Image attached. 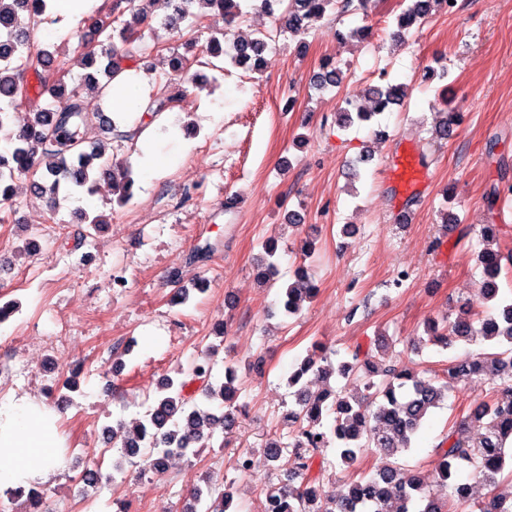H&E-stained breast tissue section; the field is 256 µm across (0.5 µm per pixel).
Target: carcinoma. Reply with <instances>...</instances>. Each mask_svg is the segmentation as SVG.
I'll use <instances>...</instances> for the list:
<instances>
[{"mask_svg":"<svg viewBox=\"0 0 512 512\" xmlns=\"http://www.w3.org/2000/svg\"><path fill=\"white\" fill-rule=\"evenodd\" d=\"M284 1L285 29L295 35L305 32L306 21L321 18L328 10L345 14L364 6L355 0H261V7L271 11ZM126 2L133 22L123 25L120 36L128 42L148 15L134 6L135 0ZM155 2L164 5L168 10L167 24L176 28L187 18L211 10L223 15L225 24L230 26L243 16L241 5L250 0ZM411 2L397 16L394 37L400 41L427 17L431 3L439 4L442 0ZM45 8V0H0V132L7 131L11 142L10 149L0 153V181H12L16 175L26 174L31 178L35 196L52 198L62 189L92 194L100 180L108 179L118 194L117 202L125 205L134 197L131 171L114 162L104 145L88 136L94 126L105 132L114 130L123 113L109 116L87 111L79 89L68 88L63 67L55 63L52 53L34 46L31 35L35 24L44 21ZM226 36L224 32L211 38L207 52L214 57L223 54L233 65L252 60L254 66H260L261 55L268 46L264 38L233 42L225 49ZM78 48L81 64L94 69L87 74L90 87L99 90L108 86L122 70L121 62L112 58V49L98 50L83 43ZM170 64L173 82L147 107L153 118L187 97V89L182 85V76L188 71L186 61L175 56ZM28 71L37 80L32 88L22 80V74ZM341 82L340 69L330 70L322 65L317 86L337 87ZM45 92L57 101L55 109L41 105ZM366 94L399 105L406 98L407 89L400 83H389L383 88L370 87ZM21 105L27 110L28 120L16 133L11 130V114ZM374 117L373 112L344 108L337 113L336 124L346 128L356 120L366 123ZM481 236L479 261L484 279L480 293L499 313H463L442 326L433 321L426 328L430 340L445 348L478 342L488 347L486 351L448 361V378L484 375L496 384L495 397L480 403L436 446L439 486H452L456 502L450 505L436 498L423 488L421 481L391 461L411 450L430 411L447 398L448 384L437 386L432 380L398 369L392 362L376 361L360 345L344 355L334 352V360L315 346L288 377V387L297 388L298 409L286 415L295 443L286 460L288 483L270 488L286 501L284 505L277 504L279 508L285 507L283 512H512V487L502 489V477H512V294L502 293L496 282L501 270V250L493 248L497 225H485ZM264 249L267 258L263 278L270 280L278 273L277 248L268 242ZM316 292V285L305 274H297L296 280L283 291L285 314H296ZM310 374L322 382L335 376L343 381V388L327 387L313 392L305 381ZM189 376L206 381L201 389L203 400L219 399L224 403V420L232 421L238 416L235 366L225 367L224 381L217 387L209 384L212 367L207 362L194 364ZM188 385L187 380L167 382L154 405L132 424L121 422L112 429L113 447L121 458L129 459L142 451L149 468L158 473L162 460L174 455H194L196 443L212 438L216 417L200 409L194 396L186 392ZM473 420L484 422V432L477 437L468 431V422ZM321 448L336 449V465L346 467L355 463L364 449L371 448L379 464L370 477L353 481L347 492L329 497L323 489L322 473L313 469ZM469 467L488 490L487 498L480 503L469 495L458 494L459 475ZM195 498L202 512H231L233 508V495L228 491L215 497L212 491L199 489Z\"/></svg>","mask_w":512,"mask_h":512,"instance_id":"obj_1","label":"carcinoma"}]
</instances>
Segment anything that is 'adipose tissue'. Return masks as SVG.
I'll return each mask as SVG.
<instances>
[{
	"mask_svg": "<svg viewBox=\"0 0 512 512\" xmlns=\"http://www.w3.org/2000/svg\"><path fill=\"white\" fill-rule=\"evenodd\" d=\"M148 78L123 70L105 91L106 105L121 102L125 111L145 113ZM55 411L23 395L0 402V487L47 482L62 463L64 438Z\"/></svg>",
	"mask_w": 512,
	"mask_h": 512,
	"instance_id": "obj_1",
	"label": "adipose tissue"
}]
</instances>
